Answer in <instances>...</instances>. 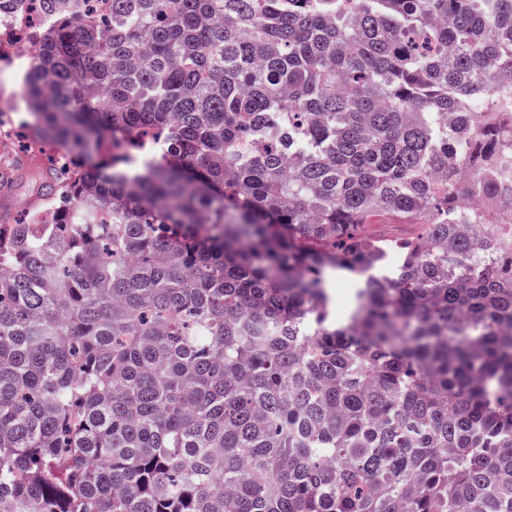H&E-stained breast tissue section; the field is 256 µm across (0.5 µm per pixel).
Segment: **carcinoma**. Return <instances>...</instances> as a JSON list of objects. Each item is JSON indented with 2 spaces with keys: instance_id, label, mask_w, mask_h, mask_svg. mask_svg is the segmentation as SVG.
<instances>
[{
  "instance_id": "cac0c4a2",
  "label": "carcinoma",
  "mask_w": 512,
  "mask_h": 512,
  "mask_svg": "<svg viewBox=\"0 0 512 512\" xmlns=\"http://www.w3.org/2000/svg\"><path fill=\"white\" fill-rule=\"evenodd\" d=\"M37 2L0 512H512V0ZM357 285L358 280L354 275L344 271L333 273L329 288L334 298L332 314L336 320L347 316Z\"/></svg>"
}]
</instances>
